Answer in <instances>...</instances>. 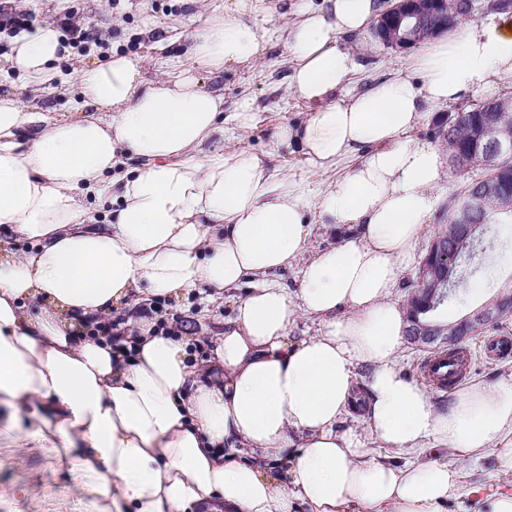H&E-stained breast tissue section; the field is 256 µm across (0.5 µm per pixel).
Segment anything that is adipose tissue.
<instances>
[{"instance_id": "1", "label": "adipose tissue", "mask_w": 512, "mask_h": 512, "mask_svg": "<svg viewBox=\"0 0 512 512\" xmlns=\"http://www.w3.org/2000/svg\"><path fill=\"white\" fill-rule=\"evenodd\" d=\"M251 0L207 15L184 56L149 80L135 56L81 67L82 112L60 117L0 95V408L40 447L64 452L98 512H448L460 465L512 472V378L472 383L447 410L408 379L407 313L391 295L435 214L446 165L414 138L428 108L512 77V18L469 21L412 65L338 101L356 63L335 39L367 30L376 0L300 6L286 40L290 87L312 105L281 125L314 170L358 163L316 200L256 154L225 143L254 121L225 114L201 77L255 63L268 30ZM62 34L43 22L9 62L51 89ZM342 229L299 270L307 214ZM248 285L211 358L143 319L100 333L127 302ZM38 303L35 314L27 306ZM321 322L291 339L297 316ZM365 434L341 429L355 401ZM261 462L239 457L241 448ZM451 448L459 465L413 459Z\"/></svg>"}]
</instances>
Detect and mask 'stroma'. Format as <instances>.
I'll return each instance as SVG.
<instances>
[{
    "label": "stroma",
    "instance_id": "obj_1",
    "mask_svg": "<svg viewBox=\"0 0 512 512\" xmlns=\"http://www.w3.org/2000/svg\"><path fill=\"white\" fill-rule=\"evenodd\" d=\"M230 0H29L26 7L32 25L58 20L66 10L76 13L80 25H92L97 43L87 51H73L55 67L71 75L89 62L119 53L140 57L147 79L160 78L162 63L174 52L183 49V32L191 14H199L229 4ZM297 0H259L256 17L260 25L272 31L271 41L262 49L258 62L210 76L208 85L224 95V109L237 111L242 102L252 104L255 120L238 131L231 148L259 155L270 167L285 172L290 181L301 185L310 197L317 195L335 179L340 178L354 159L348 158L325 173H314L297 147L277 142L275 132L285 122L305 121L309 104L295 96L290 87L292 65L286 55L287 31L294 21L293 7ZM366 43V50L357 56L356 70L351 77V90L362 92L388 78L403 54L385 48L371 32L342 36L338 47L352 48ZM9 49H0V93L24 92L27 103L42 112L65 114L77 111V94L59 95L52 92H25L26 80L12 69L7 58ZM487 237L494 246L488 255L485 277L461 287L457 301L445 305L449 319L476 309L505 284L512 282V224L491 225ZM236 297L228 296L215 303L202 302L188 296L180 300L157 299L149 305L129 304L121 313L129 323L149 317L164 321L179 335L195 342L197 358H207L224 327L232 317ZM512 334V316L499 325L483 327L477 335L465 341V348L476 355L469 381H496L512 377V356L498 360L479 358L477 352L485 337ZM467 484L471 490L463 500L465 512H483L486 495L501 491L512 492V473L499 472L494 458L488 457L466 467ZM94 496L85 493L69 471L66 461L47 449L28 444L16 447L9 437L0 435V512H96Z\"/></svg>",
    "mask_w": 512,
    "mask_h": 512
}]
</instances>
